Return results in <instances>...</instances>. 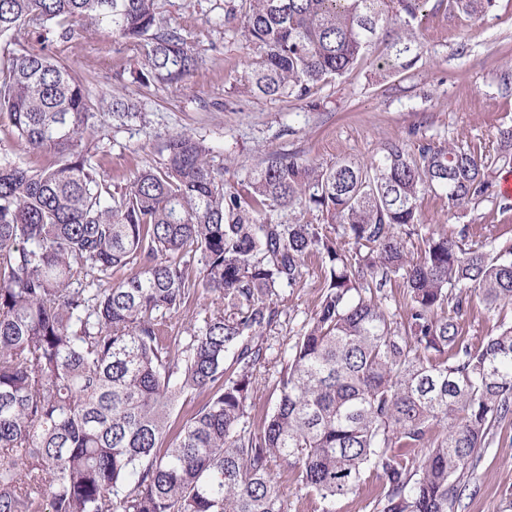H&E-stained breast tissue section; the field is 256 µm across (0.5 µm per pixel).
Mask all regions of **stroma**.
<instances>
[{
	"mask_svg": "<svg viewBox=\"0 0 512 512\" xmlns=\"http://www.w3.org/2000/svg\"><path fill=\"white\" fill-rule=\"evenodd\" d=\"M157 3L162 15L200 42L203 62L181 85H139L133 71L141 61L140 46L119 40L104 24L54 47L98 97L133 99L146 115L142 122L113 125L109 139L93 152L113 189L126 186L139 169L159 165L160 140L175 132L205 137L233 183L272 153L322 164L366 162L386 143L422 141L459 144L480 155L495 147L500 130L512 127V91L501 82L502 74L512 71V0H497L483 17L428 15L422 57L412 68L377 81L374 62L387 54L379 42L361 67L302 101L242 92L252 52L234 29L208 24L223 14L224 0ZM502 177L494 172L486 197L464 209L450 208L442 192L425 193L418 202L419 224L397 232L408 259H418L424 239L432 235L488 253L512 244V207L500 193ZM323 291L315 257L307 260L296 287L280 290L278 315L261 338L266 356L253 368L257 412L272 411L281 362L311 321ZM458 322L463 336L478 346L512 323V304L492 308L475 297ZM477 454L457 512H512V415L493 427Z\"/></svg>",
	"mask_w": 512,
	"mask_h": 512,
	"instance_id": "35a3bbf8",
	"label": "stroma"
}]
</instances>
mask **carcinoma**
Wrapping results in <instances>:
<instances>
[{
	"mask_svg": "<svg viewBox=\"0 0 512 512\" xmlns=\"http://www.w3.org/2000/svg\"><path fill=\"white\" fill-rule=\"evenodd\" d=\"M494 6L224 0L212 24L242 19L254 52L246 93L303 100L380 39L379 76L415 64L431 12ZM103 22L142 46V85L179 84L202 62L157 0H0V115L46 156H0V512H288L278 464L297 470L323 512L370 471L383 480L381 512H456L477 449L512 415V325L476 347L439 311L460 313L472 292L489 307L512 302V247L488 254L431 236L410 264L395 229L419 223L428 191L454 207L480 201L492 165L512 162V128L492 158L399 141L368 163L271 154L240 188L204 137L177 132L162 140L160 165L114 193L90 140L106 135L104 115L141 113L94 102L50 49ZM298 209L327 223L302 222ZM336 224L368 252L341 249ZM310 256L325 264V289L281 367L274 409L258 418L259 338L277 317L273 297L301 281ZM122 268L130 274L112 281ZM401 270L400 329L358 281L381 289ZM197 294L217 307L169 335ZM201 394L169 436L174 407Z\"/></svg>",
	"mask_w": 512,
	"mask_h": 512,
	"instance_id": "cac0c4a2",
	"label": "carcinoma"
}]
</instances>
